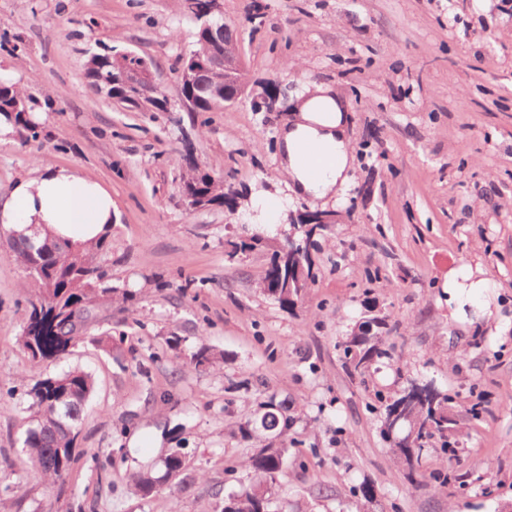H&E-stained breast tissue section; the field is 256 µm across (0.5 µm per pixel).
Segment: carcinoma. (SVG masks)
I'll return each mask as SVG.
<instances>
[{
    "label": "carcinoma",
    "mask_w": 512,
    "mask_h": 512,
    "mask_svg": "<svg viewBox=\"0 0 512 512\" xmlns=\"http://www.w3.org/2000/svg\"><path fill=\"white\" fill-rule=\"evenodd\" d=\"M211 78L207 71L199 73L193 85H184L179 93L189 105V113L199 114L213 111L209 94ZM19 96V91L9 80L0 81V114L6 112L8 101ZM192 154L182 155V166L189 169L180 192L188 193L193 203L209 208L220 206L231 200L224 190V179L214 177L191 164ZM6 245L16 255L23 267L41 264L42 274L29 276L26 287L38 293L37 302L31 304L28 321L19 338L22 347L35 361L58 357L87 338L89 328L99 320V307L104 302L117 299L126 303L133 294L126 288L112 285V277L106 267L109 253L108 239L78 248L70 241L47 238L36 245L24 236L9 232ZM312 283V266L306 272L300 288H282L276 296L280 305L294 306L299 290ZM345 366L360 377L370 372L373 365L389 362L392 353L382 348L380 336H358L354 333L341 342ZM94 390L91 375L80 369L38 381L28 393L34 410L36 424L25 431L23 447L27 448L33 469L46 477L64 478L77 460L76 444L81 432L85 408ZM448 394L438 389L422 396L403 397L394 394L381 417V430L391 441V450L406 466L409 475H415L420 467L426 447L437 440L443 449H448V433L442 421L448 420ZM262 418L275 426L277 442H269L253 450L249 457V468L254 480L225 496L224 512H272V484L287 462L288 446L286 430L288 420L282 418L277 404L269 401ZM401 410L403 420L399 437L386 426L387 417ZM189 468L182 460V453L175 450L166 454L163 465L140 471L132 476L134 489L143 497H150L168 479L170 473L183 475Z\"/></svg>",
    "instance_id": "carcinoma-1"
}]
</instances>
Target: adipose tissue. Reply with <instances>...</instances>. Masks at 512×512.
I'll list each match as a JSON object with an SVG mask.
<instances>
[{
	"label": "adipose tissue",
	"instance_id": "obj_1",
	"mask_svg": "<svg viewBox=\"0 0 512 512\" xmlns=\"http://www.w3.org/2000/svg\"><path fill=\"white\" fill-rule=\"evenodd\" d=\"M347 122V106L330 86H314L300 99L279 141L282 171L294 192L323 198L344 185L355 162ZM308 146L335 159L321 180H312L297 162ZM116 221L111 192L74 166L40 163L0 195V225L36 243L50 236L89 245L109 234Z\"/></svg>",
	"mask_w": 512,
	"mask_h": 512
}]
</instances>
